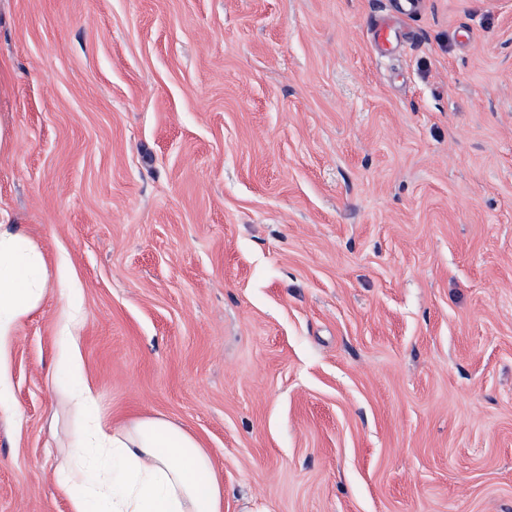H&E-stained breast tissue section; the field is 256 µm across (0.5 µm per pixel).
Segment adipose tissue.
I'll list each match as a JSON object with an SVG mask.
<instances>
[{
	"label": "adipose tissue",
	"mask_w": 512,
	"mask_h": 512,
	"mask_svg": "<svg viewBox=\"0 0 512 512\" xmlns=\"http://www.w3.org/2000/svg\"><path fill=\"white\" fill-rule=\"evenodd\" d=\"M49 272L36 242L0 223V409L11 396V350L42 304ZM82 314L67 304L54 376L75 429L56 483L70 512H224V485L201 441L168 418L111 425L94 406L79 350Z\"/></svg>",
	"instance_id": "adipose-tissue-1"
}]
</instances>
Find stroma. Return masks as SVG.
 Segmentation results:
<instances>
[{"mask_svg":"<svg viewBox=\"0 0 512 512\" xmlns=\"http://www.w3.org/2000/svg\"><path fill=\"white\" fill-rule=\"evenodd\" d=\"M0 124L53 271L0 512H70L71 288L101 414L194 434L224 512H512V0H0Z\"/></svg>","mask_w":512,"mask_h":512,"instance_id":"35a3bbf8","label":"stroma"}]
</instances>
